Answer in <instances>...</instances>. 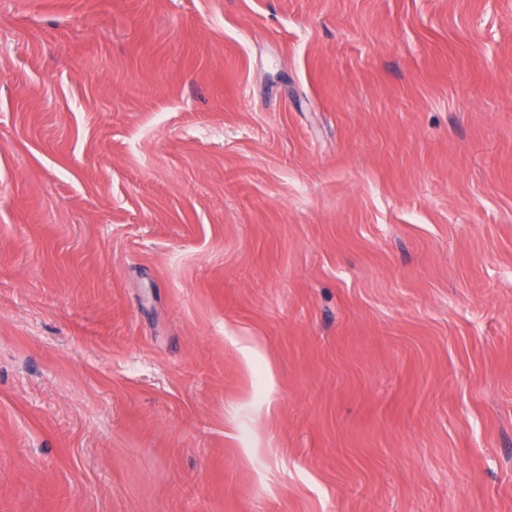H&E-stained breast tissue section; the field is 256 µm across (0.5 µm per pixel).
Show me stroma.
<instances>
[{"mask_svg":"<svg viewBox=\"0 0 512 512\" xmlns=\"http://www.w3.org/2000/svg\"><path fill=\"white\" fill-rule=\"evenodd\" d=\"M0 512H512V0H0Z\"/></svg>","mask_w":512,"mask_h":512,"instance_id":"stroma-1","label":"stroma"}]
</instances>
